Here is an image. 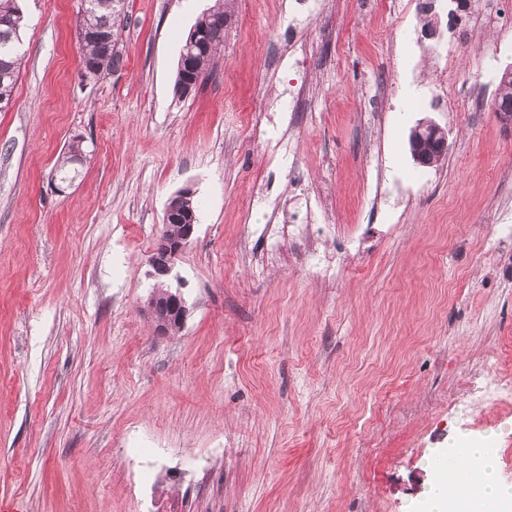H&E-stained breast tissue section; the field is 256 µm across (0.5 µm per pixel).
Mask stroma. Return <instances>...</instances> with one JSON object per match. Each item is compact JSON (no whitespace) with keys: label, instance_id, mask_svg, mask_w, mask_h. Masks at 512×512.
<instances>
[{"label":"stroma","instance_id":"obj_1","mask_svg":"<svg viewBox=\"0 0 512 512\" xmlns=\"http://www.w3.org/2000/svg\"><path fill=\"white\" fill-rule=\"evenodd\" d=\"M482 3L500 22L480 32L451 0H231L213 72L178 98L213 0H123L124 65L85 87L79 0H23L0 111V505L408 512L437 454L486 435L512 483V127L487 78L512 65V0ZM426 119L448 156L423 168ZM187 186L197 230L159 281ZM157 287L183 294L181 331L144 313ZM409 149L413 160L420 167L435 166L447 157V133L434 121L423 120L410 132ZM191 196H194V191L190 188H183L171 197L166 205L163 224L166 227L169 224H178L180 226V233L174 237L161 239V245L151 253L149 265L152 268L153 276L157 279L167 278L172 273L177 261L193 240L197 226L194 198L181 201L180 207L189 209L195 214L179 212L175 201L181 197Z\"/></svg>","mask_w":512,"mask_h":512}]
</instances>
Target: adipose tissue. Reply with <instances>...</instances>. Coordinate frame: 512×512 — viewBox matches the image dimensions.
Returning <instances> with one entry per match:
<instances>
[{"label": "adipose tissue", "instance_id": "ef3b65f1", "mask_svg": "<svg viewBox=\"0 0 512 512\" xmlns=\"http://www.w3.org/2000/svg\"><path fill=\"white\" fill-rule=\"evenodd\" d=\"M469 458L478 467L480 488L476 495L458 500L448 494V477L439 475L429 486L417 512H512V484L498 476L495 459L480 443H472Z\"/></svg>", "mask_w": 512, "mask_h": 512}]
</instances>
